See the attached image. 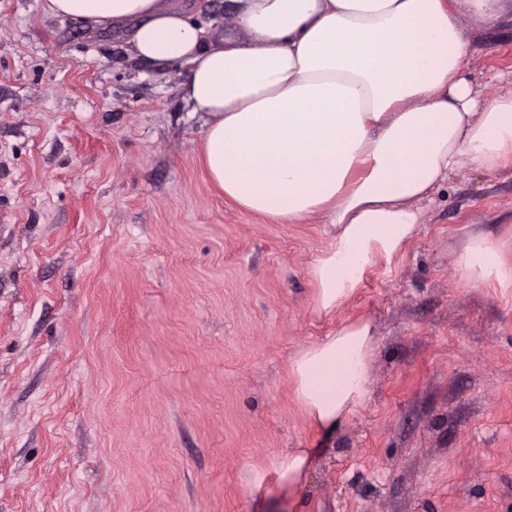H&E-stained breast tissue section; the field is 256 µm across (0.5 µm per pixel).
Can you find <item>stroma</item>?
I'll use <instances>...</instances> for the list:
<instances>
[{
  "label": "stroma",
  "mask_w": 512,
  "mask_h": 512,
  "mask_svg": "<svg viewBox=\"0 0 512 512\" xmlns=\"http://www.w3.org/2000/svg\"><path fill=\"white\" fill-rule=\"evenodd\" d=\"M44 5L0 0V512H512V298L451 262L471 230L512 235V168L460 166L319 315L322 218L225 200L176 67ZM462 26L495 95L512 0ZM360 317L371 396L328 435L288 362ZM288 448L314 452L298 488ZM273 465L281 483L300 486L311 466L309 448H288L278 455Z\"/></svg>",
  "instance_id": "35a3bbf8"
}]
</instances>
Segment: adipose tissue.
<instances>
[{"label":"adipose tissue","instance_id":"ef3b65f1","mask_svg":"<svg viewBox=\"0 0 512 512\" xmlns=\"http://www.w3.org/2000/svg\"><path fill=\"white\" fill-rule=\"evenodd\" d=\"M500 0H232L246 40L217 34L160 0H47L56 17L133 22L137 57L179 66L203 128L213 185L244 211L292 223L325 214L315 307L333 315L366 272L418 231L419 205L460 165L512 164V91L487 97L465 75L462 16ZM452 263L512 297V244L471 232ZM371 319L344 324L290 359L297 403L333 429L368 400Z\"/></svg>","mask_w":512,"mask_h":512}]
</instances>
